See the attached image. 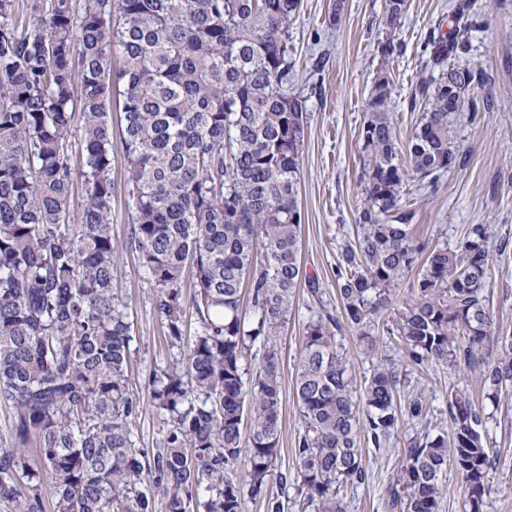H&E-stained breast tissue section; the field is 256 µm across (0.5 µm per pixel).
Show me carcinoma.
<instances>
[{
  "label": "carcinoma",
  "mask_w": 512,
  "mask_h": 512,
  "mask_svg": "<svg viewBox=\"0 0 512 512\" xmlns=\"http://www.w3.org/2000/svg\"><path fill=\"white\" fill-rule=\"evenodd\" d=\"M300 7L0 0V406L14 419L0 437V501L11 512H155L158 497L165 512H242L248 498L283 512L270 494L284 397L278 340L303 285L311 316L294 382L302 433L295 469L280 481L309 512H346L348 489L367 479L362 438L383 448L404 423L428 424L434 412L420 394L398 409L392 365L356 384L346 332L370 354L390 338L413 370L464 366L492 402L512 389V331L499 326L488 295L491 252L507 251L509 239L493 250L487 226L470 224L455 246L433 245L412 235L414 213L402 207L411 177L434 186L461 163L451 100L461 96L473 120L486 109L481 73L459 63L477 14L457 10L452 30L424 45L422 113L403 145L390 116V59L402 46L393 37L382 45L359 130L366 203L335 264V314L300 262L307 117L292 87L290 31ZM114 97L127 246L140 254L174 352L149 380L163 422L149 451L131 439L140 414L127 375L133 323L112 283ZM415 268L399 304L397 286ZM447 411L451 433L416 436L402 449L391 512H441L450 466L468 492L464 512H483L488 414L459 388Z\"/></svg>",
  "instance_id": "carcinoma-1"
}]
</instances>
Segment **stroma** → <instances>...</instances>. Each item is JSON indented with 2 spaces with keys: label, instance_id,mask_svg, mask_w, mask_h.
Listing matches in <instances>:
<instances>
[{
  "label": "stroma",
  "instance_id": "35a3bbf8",
  "mask_svg": "<svg viewBox=\"0 0 512 512\" xmlns=\"http://www.w3.org/2000/svg\"><path fill=\"white\" fill-rule=\"evenodd\" d=\"M469 1L481 22L469 33V50L462 62L484 74V93L491 107L473 121L467 114L456 115L453 145L461 165L436 185L411 182L403 198L404 207L414 212L419 236L451 245L471 224L487 225L493 239L512 238V0H407L403 16L393 26L387 23L386 0H344V12L335 25L329 21L333 0H302L301 12L291 25L298 85L308 94L307 132L300 158L301 265L304 273L318 277L332 307L340 305L336 258L352 239L365 203L358 133L365 101L382 63L381 46L392 34L403 43L391 66L395 78L392 119L398 138L404 141L419 118L408 102L426 69L424 42L434 29H448L453 7ZM112 178V238L119 247L113 279L129 304L136 336L129 379L140 398V414L133 435L137 447L152 448L162 436V424L148 379L155 368L167 363L170 353L140 259L126 246L130 224L122 165H115ZM491 259L490 300L500 326L512 329V248L492 252ZM309 315L307 294L298 291L292 316L279 338L284 401L277 465L282 471L295 465L292 450L302 430L293 382L301 356L300 336ZM344 345L349 369L359 382L372 372L375 361L401 358L398 347L387 339L380 341L374 358L364 355L355 333H347ZM454 384L467 389L474 401H481V384L468 371L452 377L437 366L410 376L411 391L424 393L439 412L445 410ZM486 411L495 465L489 472L483 510L512 512V390L501 393ZM425 431L418 424L404 426L389 447L364 446L368 478L348 492L346 512H389V489L400 469L397 454L407 440Z\"/></svg>",
  "mask_w": 512,
  "mask_h": 512
}]
</instances>
